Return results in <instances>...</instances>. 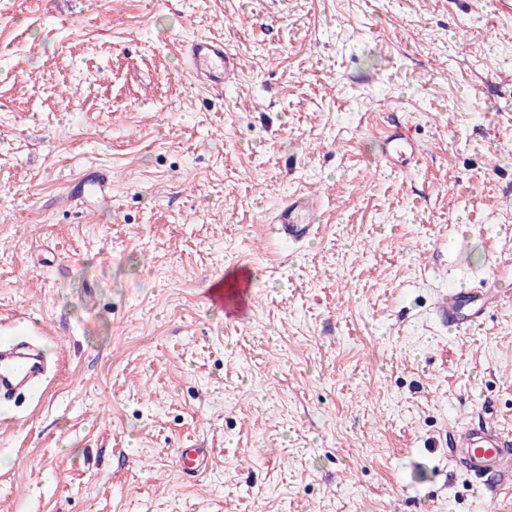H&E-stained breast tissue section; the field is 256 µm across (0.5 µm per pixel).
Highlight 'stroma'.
Returning a JSON list of instances; mask_svg holds the SVG:
<instances>
[{
  "instance_id": "1",
  "label": "stroma",
  "mask_w": 512,
  "mask_h": 512,
  "mask_svg": "<svg viewBox=\"0 0 512 512\" xmlns=\"http://www.w3.org/2000/svg\"><path fill=\"white\" fill-rule=\"evenodd\" d=\"M498 5L0 0V318L51 366L0 405V512H512L455 446L512 434V301L464 334L434 315L512 253ZM196 36L236 83L191 81ZM393 125L418 167L382 160ZM96 165L112 211L75 216ZM304 189L320 229L289 245L267 226ZM233 270L242 324L206 300ZM190 76L197 82L219 90L234 83L238 76L236 57L224 50V41L194 37L182 44ZM178 458L183 473L197 475L207 469L211 452L208 448H181Z\"/></svg>"
}]
</instances>
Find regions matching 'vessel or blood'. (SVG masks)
<instances>
[{
    "instance_id": "b4317fda",
    "label": "vessel or blood",
    "mask_w": 512,
    "mask_h": 512,
    "mask_svg": "<svg viewBox=\"0 0 512 512\" xmlns=\"http://www.w3.org/2000/svg\"><path fill=\"white\" fill-rule=\"evenodd\" d=\"M190 76L197 82L219 90L234 83L238 76L236 57L224 48L223 40L195 37L182 45ZM382 155L386 163L415 168L420 151L403 132L391 130L382 139ZM63 202L79 213L104 211L112 206V172L102 169L80 185L68 189ZM321 211L319 195L303 190L289 194L277 209L272 227L278 239L300 244L319 231L317 218ZM213 305L224 310L228 318L243 320L249 306L246 292L225 296L222 284L209 290ZM507 299L496 284L481 288H459L449 291L447 299L435 307L437 320L448 329L462 333L484 323L487 315ZM48 365L38 347L21 336L16 323L0 322V399L33 389L47 374ZM457 452L469 473L481 478L488 474H512V438L497 428L463 429ZM178 458L183 472H204L211 458L206 448H182Z\"/></svg>"
}]
</instances>
